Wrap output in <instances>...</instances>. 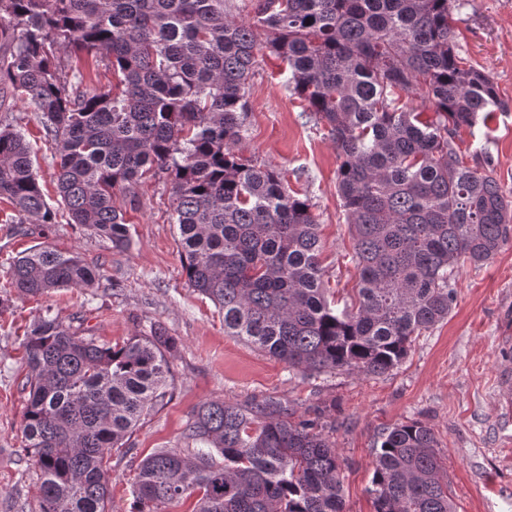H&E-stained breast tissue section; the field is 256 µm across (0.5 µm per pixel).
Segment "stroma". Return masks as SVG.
<instances>
[{
  "label": "stroma",
  "instance_id": "obj_1",
  "mask_svg": "<svg viewBox=\"0 0 512 512\" xmlns=\"http://www.w3.org/2000/svg\"><path fill=\"white\" fill-rule=\"evenodd\" d=\"M453 46L495 81L502 107L461 127L455 137L467 164L489 163L502 190L512 194V0H453ZM242 154L275 168L290 190L309 200L325 242L324 285L330 295L350 294L358 271L349 260L353 242L336 192L340 160L324 123L288 85V66L259 56L247 91ZM11 106L36 158L48 202H55L53 149L43 138L29 102ZM131 226L130 249L74 224L11 223L0 204V512H40L37 470L24 457L21 422L28 392L22 346L27 329L44 313L63 324L83 319L99 341L120 344L164 328L175 339L169 357L171 398L147 417L130 445L137 457L157 448L182 447L181 432L206 401L244 403L273 398L297 410L324 408L330 439L342 459L346 512H374L366 489L373 453L384 429L419 421L434 432L456 512H512V243L484 265L455 271L448 318L422 333L401 365L380 376L345 371L307 375L289 370L254 346L224 333V317L193 292L182 269L179 234L170 222V184L146 177L135 197L117 194ZM75 251L98 267L91 288H59L37 298L5 285L10 262L34 246ZM109 512H129L135 476L127 456H106Z\"/></svg>",
  "mask_w": 512,
  "mask_h": 512
}]
</instances>
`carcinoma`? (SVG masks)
Listing matches in <instances>:
<instances>
[{
	"label": "carcinoma",
	"mask_w": 512,
	"mask_h": 512,
	"mask_svg": "<svg viewBox=\"0 0 512 512\" xmlns=\"http://www.w3.org/2000/svg\"><path fill=\"white\" fill-rule=\"evenodd\" d=\"M261 0L251 24L224 0H0V97L33 104L55 145L57 207L39 184L17 120L0 121V203L18 223L76 224L130 247L116 192L164 175L184 273L224 315V333L290 369L383 375L448 318L462 261L483 265L512 240V197L487 166L455 149L462 126L498 106L493 79L462 64L450 0ZM266 32L260 42L258 29ZM329 127L336 188L359 287L339 309L323 288L324 243L308 200L280 173L242 156L248 80L263 48ZM68 53L106 59L116 84L93 85ZM434 117L398 106L400 93ZM99 278L77 252L48 247L12 261L25 297ZM25 456L39 471L41 512H108L105 454L125 449L172 377L174 340L153 328L112 346L48 314L25 335ZM322 411L272 398L205 402L187 448L140 459L131 512H344L341 461ZM419 421L381 434L368 493L375 512H455Z\"/></svg>",
	"instance_id": "1"
}]
</instances>
